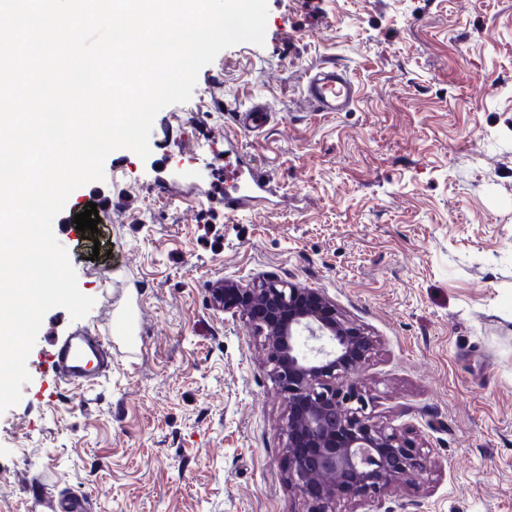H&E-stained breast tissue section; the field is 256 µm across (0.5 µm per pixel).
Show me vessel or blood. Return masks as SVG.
<instances>
[{"label": "vessel or blood", "mask_w": 512, "mask_h": 512, "mask_svg": "<svg viewBox=\"0 0 512 512\" xmlns=\"http://www.w3.org/2000/svg\"><path fill=\"white\" fill-rule=\"evenodd\" d=\"M304 97L317 112H344L357 99V88L347 71L336 64H324L310 70ZM271 110L267 103L253 102L236 112L238 127L248 132L261 130ZM224 172L232 182L224 194V209L236 214L260 206L272 194L274 179L260 163L245 160L232 146L224 148ZM107 337L91 332L75 333L54 342L45 363L56 380L64 386L78 388L97 382L108 375L112 358Z\"/></svg>", "instance_id": "b4317fda"}]
</instances>
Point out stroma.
Returning a JSON list of instances; mask_svg holds the SVG:
<instances>
[{"label": "stroma", "mask_w": 512, "mask_h": 512, "mask_svg": "<svg viewBox=\"0 0 512 512\" xmlns=\"http://www.w3.org/2000/svg\"><path fill=\"white\" fill-rule=\"evenodd\" d=\"M264 46L202 68L163 108L151 154L127 149L53 221L96 302L44 317L22 399L0 414V512L45 496L90 512H305L282 451L288 400L218 280L273 275L317 288L373 336L358 377L378 421L427 459L381 501L335 512H512V0H267ZM347 70L359 98L316 112L310 69ZM261 99L274 118L240 129ZM278 182L272 204L228 215L210 195L224 143ZM107 202L96 238L68 230ZM132 314L112 372L58 388L56 338Z\"/></svg>", "instance_id": "stroma-1"}]
</instances>
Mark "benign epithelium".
I'll list each match as a JSON object with an SVG mask.
<instances>
[{
	"label": "benign epithelium",
	"mask_w": 512,
	"mask_h": 512,
	"mask_svg": "<svg viewBox=\"0 0 512 512\" xmlns=\"http://www.w3.org/2000/svg\"><path fill=\"white\" fill-rule=\"evenodd\" d=\"M211 304L239 310L263 338L271 378L288 398V480L307 512H332L338 498L379 500L394 482L426 472L411 437L373 421L374 400L354 378L371 337L319 289L224 280L211 289Z\"/></svg>",
	"instance_id": "obj_1"
}]
</instances>
